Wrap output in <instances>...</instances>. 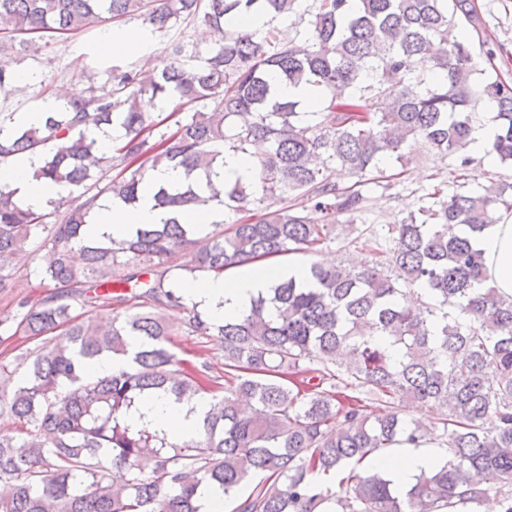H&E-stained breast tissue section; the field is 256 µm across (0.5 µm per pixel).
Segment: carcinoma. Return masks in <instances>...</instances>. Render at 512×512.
Segmentation results:
<instances>
[{
	"mask_svg": "<svg viewBox=\"0 0 512 512\" xmlns=\"http://www.w3.org/2000/svg\"><path fill=\"white\" fill-rule=\"evenodd\" d=\"M296 5L0 0V57L31 51L32 34L69 35L95 19H140L155 40L184 21L219 29L229 14L273 21ZM306 12L313 20L303 36L236 29L205 55L169 44L153 71L114 63L107 83L60 105L41 127L18 128L15 113L0 112V134L9 132L0 164L38 155L34 177L65 192L44 213L0 187V294L21 311L14 327L0 321V343L58 328L65 336L19 355L12 370L0 367V417L21 432L0 434L8 489L0 512H202L201 485L234 498L232 512H479L488 500L512 512V296L483 286L475 247L509 185L449 194L441 181L384 230L361 223L367 186L390 187L394 175L382 165L403 162L412 139L442 160L456 157L453 181L468 176L481 100L495 109L487 152L512 165V83L494 50L465 37L480 32L471 0H313ZM476 47L489 67L475 60ZM276 78L316 89L321 109L281 98ZM167 104L180 115L173 130L155 115ZM109 126L123 135L104 154L95 133ZM226 151L251 158L252 179L213 180ZM162 163L184 168L186 182L158 188L157 206L217 201L224 220L204 235L176 216L120 239L85 235L104 196L135 204ZM338 167L356 177L351 186L336 183ZM340 222L368 260L314 263L305 279L274 283L219 323L195 308L177 327L166 319L198 274L220 278L310 251ZM34 247L49 248L42 274L55 288L36 304L14 294L19 261ZM181 251L188 260L172 263ZM132 300L138 311L122 318L94 315ZM76 305L86 315H72ZM176 328L222 338L224 382L206 365L183 367L169 348ZM107 354L126 366L87 377ZM157 393L178 402L209 396L196 437L171 441L127 422ZM407 401L433 409L440 427L406 419ZM429 436L444 458L404 489L363 467L372 453ZM331 473L337 492L321 479Z\"/></svg>",
	"mask_w": 512,
	"mask_h": 512,
	"instance_id": "obj_1",
	"label": "carcinoma"
}]
</instances>
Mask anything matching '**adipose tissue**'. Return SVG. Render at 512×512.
<instances>
[{"mask_svg":"<svg viewBox=\"0 0 512 512\" xmlns=\"http://www.w3.org/2000/svg\"><path fill=\"white\" fill-rule=\"evenodd\" d=\"M105 49L116 54L136 57L149 63L153 57V44L144 31L128 28L121 31H106L101 36ZM40 161L34 156L14 157L0 166V185L14 190L17 199L32 210L46 207L49 200L57 198L59 186L34 177ZM183 169L159 167L151 171L147 189L135 206L116 202L102 203L96 207L94 216L86 226L88 236L100 238L107 235H129L147 224L167 221L170 210L156 206L153 195L159 185L183 183ZM477 247L484 256L486 282L499 292L512 295V201L499 205L495 221L485 228L477 240ZM307 269L300 264L277 267L269 265H246L235 275L224 278H204L187 282L182 290L183 301L207 311L216 320L230 314H238L249 308L259 293L270 288L273 279L305 278ZM207 408L206 399L192 402H176L168 396L154 397L145 401L133 420L138 425H147L165 431L169 437L184 441L195 437L198 422ZM442 458L437 440L387 454L378 452L368 459L370 465L387 471L400 485H407L414 475L431 470Z\"/></svg>","mask_w":512,"mask_h":512,"instance_id":"adipose-tissue-1","label":"adipose tissue"}]
</instances>
